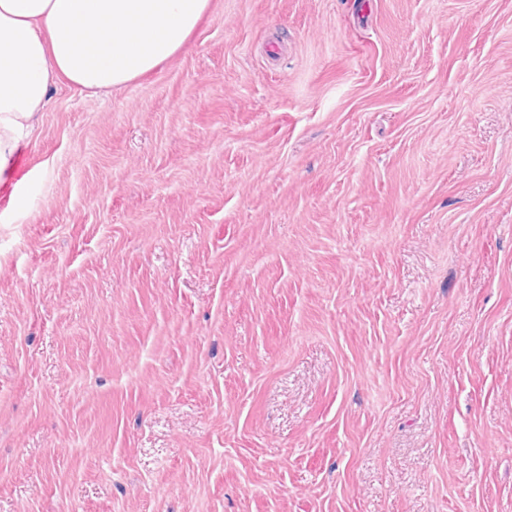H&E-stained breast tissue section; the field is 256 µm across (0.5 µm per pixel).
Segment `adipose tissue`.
<instances>
[{"label":"adipose tissue","instance_id":"adipose-tissue-1","mask_svg":"<svg viewBox=\"0 0 512 512\" xmlns=\"http://www.w3.org/2000/svg\"><path fill=\"white\" fill-rule=\"evenodd\" d=\"M210 0H0V175L59 81L119 89L185 45Z\"/></svg>","mask_w":512,"mask_h":512}]
</instances>
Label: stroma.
<instances>
[{
	"label": "stroma",
	"mask_w": 512,
	"mask_h": 512,
	"mask_svg": "<svg viewBox=\"0 0 512 512\" xmlns=\"http://www.w3.org/2000/svg\"><path fill=\"white\" fill-rule=\"evenodd\" d=\"M0 512H512V0H211L0 176Z\"/></svg>",
	"instance_id": "35a3bbf8"
}]
</instances>
